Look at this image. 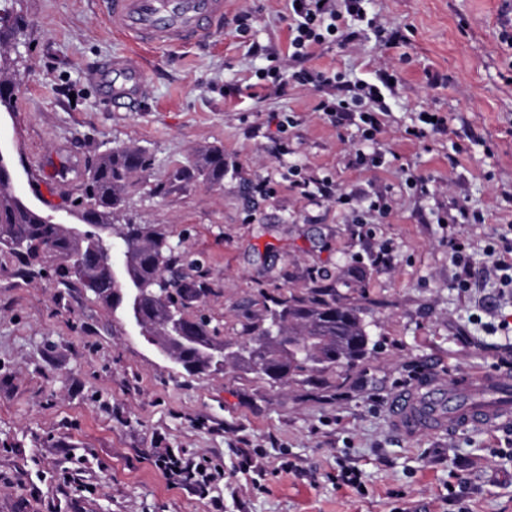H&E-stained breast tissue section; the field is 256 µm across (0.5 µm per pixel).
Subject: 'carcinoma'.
<instances>
[{
	"label": "carcinoma",
	"mask_w": 512,
	"mask_h": 512,
	"mask_svg": "<svg viewBox=\"0 0 512 512\" xmlns=\"http://www.w3.org/2000/svg\"><path fill=\"white\" fill-rule=\"evenodd\" d=\"M21 35L18 21L0 9V107L13 108L15 86L11 77L10 43ZM152 160L145 149L135 145L113 148L100 155L87 170L83 192L76 204L79 220L98 227L113 224L121 212L125 189L135 178L151 169ZM11 165L0 157V246L19 255L23 273L40 274V249L48 247L68 260L77 243L57 224H49L35 209L25 204L13 190ZM199 175L210 184L224 180V152L207 151L193 169H179L177 178ZM100 248H119L126 258L132 277L148 289L140 301V314L151 337V326L158 324L169 311L183 306L182 291L195 295L206 291L193 274L196 262L178 251L166 235L146 224L126 223L112 234H101ZM124 287L106 280L94 283L92 293L107 306L125 307L120 291ZM270 323L288 333V343L263 342L266 330L248 332L247 358L251 363H268L255 373L273 382L284 383L298 373L333 371L349 368L368 351L369 336L359 308L336 301L333 290L314 286L302 295L291 294L274 300ZM188 332L201 344L219 340V336L200 320L186 322ZM173 359L187 371L200 374L217 370V364L197 351L182 347L173 351Z\"/></svg>",
	"instance_id": "carcinoma-1"
}]
</instances>
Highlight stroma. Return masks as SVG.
I'll list each match as a JSON object with an SVG mask.
<instances>
[{"mask_svg": "<svg viewBox=\"0 0 512 512\" xmlns=\"http://www.w3.org/2000/svg\"><path fill=\"white\" fill-rule=\"evenodd\" d=\"M0 8L24 25L14 108L0 109L18 197L74 226L86 168L112 148L141 146L153 164L127 190L119 221L152 225L198 260L210 290L190 317L237 341L268 325L274 298L321 284L360 308L370 337L352 367L285 383L232 362L192 373L121 310L61 284L56 253L43 250L41 275L26 277L0 250V512H212L216 500L223 512H512V422L410 439L387 412L423 365L451 382L512 361V290L486 252L512 233V48L499 39L512 32V0H370L369 14L404 41L386 48L365 29L306 60L350 79L397 73L379 167L354 165L356 128L316 112L311 87L255 93L257 71L295 67L287 0H227L213 40L140 52L148 81L128 110L113 107L102 71L131 46L102 0ZM434 72L446 82L430 84ZM423 110L447 114V133L407 136ZM213 148L224 153L221 184L173 180ZM292 167L360 195L343 206L302 197L288 186ZM381 199L385 217L364 223ZM458 204L485 223H437ZM452 235L472 244L467 289L456 285ZM158 447L206 459L222 476L204 493L169 485L153 462ZM344 466L361 473L364 492L338 480Z\"/></svg>", "mask_w": 512, "mask_h": 512, "instance_id": "obj_1", "label": "stroma"}]
</instances>
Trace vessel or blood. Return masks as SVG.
I'll list each match as a JSON object with an SVG mask.
<instances>
[{
    "label": "vessel or blood",
    "instance_id": "vessel-or-blood-1",
    "mask_svg": "<svg viewBox=\"0 0 512 512\" xmlns=\"http://www.w3.org/2000/svg\"><path fill=\"white\" fill-rule=\"evenodd\" d=\"M107 17L114 32L135 46L150 49L176 48L208 39L224 21V0H105ZM112 100L123 105L137 100L146 83L143 68L130 56L112 58ZM479 386L502 394L493 406L457 405L435 369L422 368L418 384L398 391L389 403L396 429L414 436L425 430L454 431L468 426H487L501 418L512 419V371L500 369L478 374Z\"/></svg>",
    "mask_w": 512,
    "mask_h": 512
}]
</instances>
